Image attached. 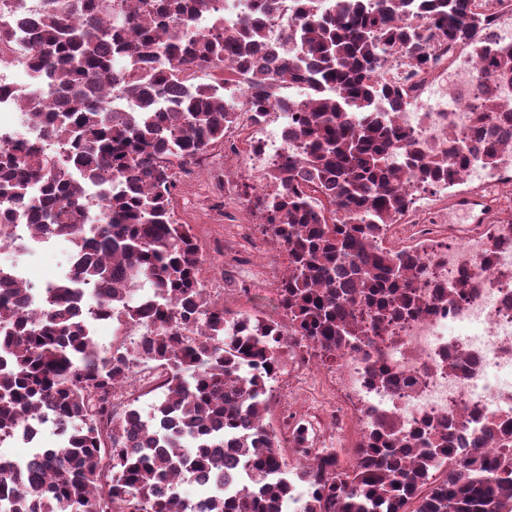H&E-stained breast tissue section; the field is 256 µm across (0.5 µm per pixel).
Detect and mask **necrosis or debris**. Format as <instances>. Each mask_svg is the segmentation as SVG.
I'll return each instance as SVG.
<instances>
[{
	"instance_id": "obj_1",
	"label": "necrosis or debris",
	"mask_w": 512,
	"mask_h": 512,
	"mask_svg": "<svg viewBox=\"0 0 512 512\" xmlns=\"http://www.w3.org/2000/svg\"><path fill=\"white\" fill-rule=\"evenodd\" d=\"M474 5L491 17L482 33L485 45L512 48V7L502 8L499 0ZM49 6L50 0H0V24L32 39V22ZM482 64L481 57L452 45L431 74L416 75L405 65L403 47L391 48L383 76L410 86L411 93L401 107L388 101L383 107L428 149L464 150L479 109ZM295 123L288 111L258 123L244 119L246 144L261 146L252 162L271 166L293 147ZM388 235L427 241L411 276L428 309L402 320L394 335L378 336L371 353L350 349L330 366L313 348L289 351L279 391L286 459L351 457L378 412L394 413L407 433L429 420L454 419L463 423L462 442L469 446L481 443L488 422L512 423V224L499 225L495 243L483 224L462 236L444 224H395ZM467 275L472 288L455 296Z\"/></svg>"
}]
</instances>
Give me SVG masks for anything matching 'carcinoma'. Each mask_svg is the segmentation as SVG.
<instances>
[{
  "label": "carcinoma",
  "instance_id": "carcinoma-1",
  "mask_svg": "<svg viewBox=\"0 0 512 512\" xmlns=\"http://www.w3.org/2000/svg\"><path fill=\"white\" fill-rule=\"evenodd\" d=\"M470 2L339 0L324 13L320 0H293L296 28L281 48L258 22L275 0H252L255 17L231 28L219 21L208 35L193 33L189 19L212 0H122L116 12L112 0H73L74 17L51 8L40 16L29 70L55 106L48 110L43 92L0 88V99L62 142L68 163L36 140L0 149V203L23 202L31 236L65 239L75 257L36 315L20 306L27 289L0 279V432L47 410L61 442L22 468L0 455V512H284L290 500L300 512H512V426L494 421L486 433L498 454L475 449L446 468L463 425L442 420L405 434L384 418L349 467L324 458L293 473L264 422L263 375L291 336L279 320L249 313L232 329L199 277L197 239L172 207L177 170L224 144L240 116L224 106L218 82L183 90L186 72L243 77L255 121L279 104L281 81L303 80L310 93L288 106L301 148L272 167L276 190L253 187L247 198L287 253L278 308L292 336L334 361L350 341L366 344L423 312L407 276L419 250L392 255L364 244L407 213L405 184L450 186L451 170L471 157L495 169L492 138L512 141V104L497 92L512 77V48L483 46L485 18ZM454 43L483 56L479 131L465 156L428 150L380 106L405 95L379 77L387 48L404 46L407 65L422 73ZM114 53L129 61L120 75ZM114 90L140 108L112 110ZM89 187L101 201L93 223ZM85 281L98 287V314L146 330L142 342L96 347L77 306ZM139 364L166 378L127 449L138 398L117 417L112 390ZM200 474L211 482L184 496Z\"/></svg>",
  "mask_w": 512,
  "mask_h": 512
}]
</instances>
